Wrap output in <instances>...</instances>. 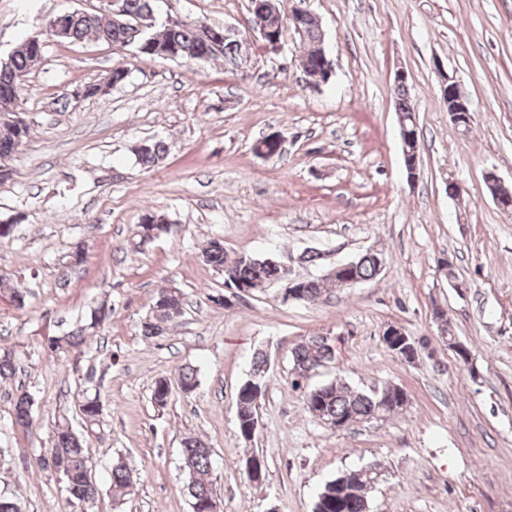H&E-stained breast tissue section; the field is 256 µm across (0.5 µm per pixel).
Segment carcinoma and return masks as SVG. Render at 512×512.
I'll list each match as a JSON object with an SVG mask.
<instances>
[{"mask_svg": "<svg viewBox=\"0 0 512 512\" xmlns=\"http://www.w3.org/2000/svg\"><path fill=\"white\" fill-rule=\"evenodd\" d=\"M126 12L131 21L144 14L153 12L152 0H125ZM101 11L89 16L75 10L67 18L66 42H102L110 43L116 48L128 45L135 47L137 54L144 57H156L158 51L169 47L180 48L183 55H195L211 51V42L221 39L224 30L213 29L211 41L204 40L195 24L161 25L156 30L140 36L136 41L128 42L126 32L112 27L108 17ZM304 52L309 54L310 62L317 64L314 57L316 46L321 40V32L315 19L307 17L301 23ZM38 63L28 53L13 57L9 72L0 73V99L17 101L19 87L14 83L16 76H28ZM10 121L0 119V158L12 157L29 134V127L13 129ZM164 155V145L160 141L147 143V148L137 150V157L143 164H157ZM172 225L166 218L156 213L151 214L150 222L136 225L133 245L138 248L170 232ZM204 261L214 270L229 276L227 285L245 286L255 293L276 280L284 278L283 268L272 258H260L242 255L230 261L224 252V243L212 239L202 251ZM382 258L379 253L370 250L355 260V267L347 273L334 272L325 278L301 279L298 282L304 294L303 301L314 302L331 290L340 287V281L347 275L358 283L376 278L380 274ZM184 297L181 294L161 292L155 299L150 314L143 323L142 335L153 339L164 334L172 311L182 308ZM112 316V307L101 303L90 315V322L79 325L62 336L48 339L47 351L57 354L69 348L90 346L94 340L91 329ZM334 357V349L324 336H310L297 344L291 351L292 373L296 379H306L310 374L324 367ZM15 371V355L9 349H0V377L9 378ZM198 386V369L184 366L179 373V388L188 393ZM259 397L248 390L240 388L237 392V429L240 437H245L250 429L251 416L256 414ZM34 398L24 393L17 398L14 405V419L20 426L29 424ZM406 404V401L393 399L387 408H382L378 396L373 391H362L337 381L325 382L307 390L305 406L308 411H317L326 424L342 423L352 426L357 423L371 422L379 416L391 415ZM82 417V431H76L67 418L57 421L53 429V452L51 465L63 482L68 498L71 500L90 501L97 495V488L89 486L85 474L89 458L84 444L87 437L95 433L100 422L102 403L97 393L83 392L78 405ZM184 469L188 476V492L191 497L192 512H203L206 502L214 496L208 475L212 468V450L199 437L189 436L183 439L181 448ZM132 485L131 473L120 460L112 465L110 472V491L112 499L121 503L129 494ZM372 489L368 476L350 475L346 481L333 479L327 482L317 493L313 512H366L368 510V493Z\"/></svg>", "mask_w": 512, "mask_h": 512, "instance_id": "1", "label": "carcinoma"}]
</instances>
